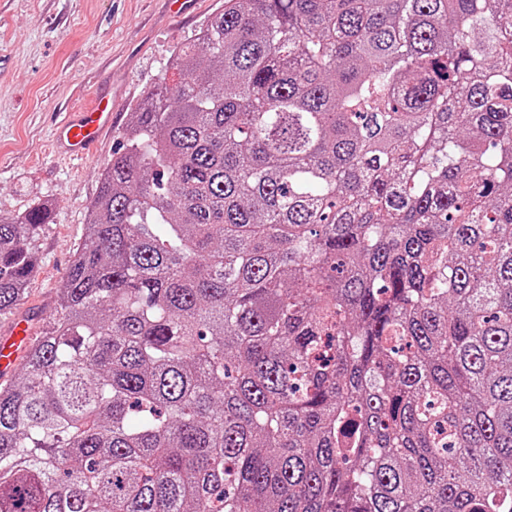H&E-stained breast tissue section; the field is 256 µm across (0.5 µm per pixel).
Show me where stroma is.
<instances>
[{
    "mask_svg": "<svg viewBox=\"0 0 512 512\" xmlns=\"http://www.w3.org/2000/svg\"><path fill=\"white\" fill-rule=\"evenodd\" d=\"M222 0H0V213L21 215L51 200L31 241L40 258L25 298L0 315V336L26 319L41 336L56 315V290L86 235L87 208L136 104L158 80L183 76L170 56ZM112 98L115 116L96 156L67 160L56 129L69 113Z\"/></svg>",
    "mask_w": 512,
    "mask_h": 512,
    "instance_id": "1",
    "label": "stroma"
}]
</instances>
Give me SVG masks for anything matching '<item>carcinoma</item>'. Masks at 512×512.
<instances>
[{"instance_id":"obj_1","label":"carcinoma","mask_w":512,"mask_h":512,"mask_svg":"<svg viewBox=\"0 0 512 512\" xmlns=\"http://www.w3.org/2000/svg\"><path fill=\"white\" fill-rule=\"evenodd\" d=\"M172 64L0 384V512H512V0H224Z\"/></svg>"}]
</instances>
